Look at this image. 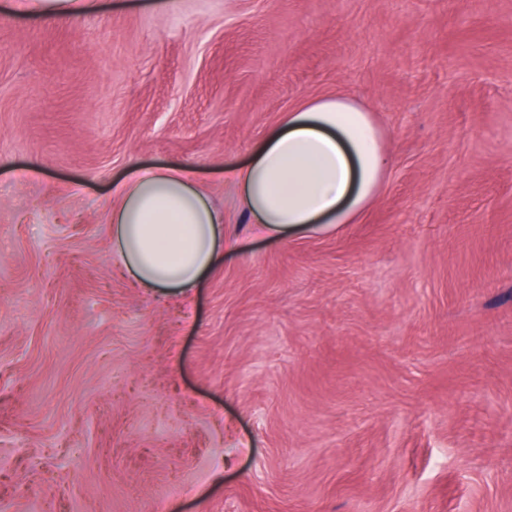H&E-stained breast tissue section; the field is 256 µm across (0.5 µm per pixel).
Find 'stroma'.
Segmentation results:
<instances>
[{"instance_id": "obj_1", "label": "stroma", "mask_w": 512, "mask_h": 512, "mask_svg": "<svg viewBox=\"0 0 512 512\" xmlns=\"http://www.w3.org/2000/svg\"><path fill=\"white\" fill-rule=\"evenodd\" d=\"M0 0V512H512V0ZM392 157L356 224L253 236L224 171L303 101ZM245 250L112 254L127 166ZM96 0H20L13 4L16 13L41 19L82 15L96 7Z\"/></svg>"}]
</instances>
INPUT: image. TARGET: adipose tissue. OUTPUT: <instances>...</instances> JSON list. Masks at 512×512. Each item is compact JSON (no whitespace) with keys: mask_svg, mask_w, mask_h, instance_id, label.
<instances>
[{"mask_svg":"<svg viewBox=\"0 0 512 512\" xmlns=\"http://www.w3.org/2000/svg\"><path fill=\"white\" fill-rule=\"evenodd\" d=\"M94 7L95 0H16L13 9L56 19ZM389 163L371 114L351 99L324 96L269 128L229 177L258 234L278 242L319 225L355 223ZM112 195L113 253L139 287L202 288L222 254L239 249L191 167L130 164Z\"/></svg>","mask_w":512,"mask_h":512,"instance_id":"adipose-tissue-1","label":"adipose tissue"}]
</instances>
